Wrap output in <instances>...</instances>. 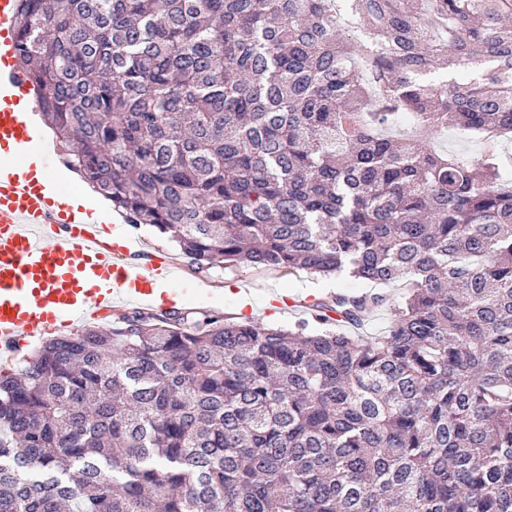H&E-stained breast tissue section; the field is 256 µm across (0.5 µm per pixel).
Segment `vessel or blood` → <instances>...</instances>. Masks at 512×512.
<instances>
[{
  "label": "vessel or blood",
  "mask_w": 512,
  "mask_h": 512,
  "mask_svg": "<svg viewBox=\"0 0 512 512\" xmlns=\"http://www.w3.org/2000/svg\"><path fill=\"white\" fill-rule=\"evenodd\" d=\"M17 0H0V57L16 53ZM18 68L0 70V351L14 352L51 330L74 332L128 303L174 308L156 294L174 264L125 229L102 237L93 210L67 208L49 152L17 107L27 89Z\"/></svg>",
  "instance_id": "vessel-or-blood-1"
}]
</instances>
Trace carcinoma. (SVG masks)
<instances>
[{"label":"carcinoma","instance_id":"1","mask_svg":"<svg viewBox=\"0 0 512 512\" xmlns=\"http://www.w3.org/2000/svg\"><path fill=\"white\" fill-rule=\"evenodd\" d=\"M512 0H18L64 160L190 271L347 273L0 373V512H512ZM408 119L418 131H388ZM452 130L474 163L431 148ZM388 307L382 336L349 327Z\"/></svg>","mask_w":512,"mask_h":512}]
</instances>
